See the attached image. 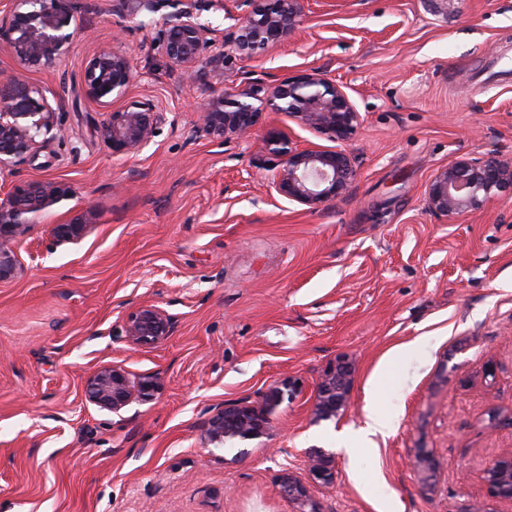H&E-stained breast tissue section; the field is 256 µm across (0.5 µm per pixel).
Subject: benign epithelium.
Returning a JSON list of instances; mask_svg holds the SVG:
<instances>
[{"label": "benign epithelium", "instance_id": "7a95c632", "mask_svg": "<svg viewBox=\"0 0 512 512\" xmlns=\"http://www.w3.org/2000/svg\"><path fill=\"white\" fill-rule=\"evenodd\" d=\"M246 7L231 32L200 20L209 9H224V0H112V15L119 18L120 34L130 33L123 25L126 14L161 13L151 27L153 40L165 51L170 71L179 82L209 88L224 75L231 53L252 59L282 44L295 33L303 19L304 0H238ZM85 0H5L0 8V45L21 71L54 66L69 51L78 35L73 20ZM134 79L130 57L122 51H102L86 65L83 95L107 108L125 97ZM67 95L65 86L47 97L23 75L0 72V169L15 167L37 158L49 140L64 137L59 114ZM269 112H281L301 125L345 142L356 132L361 115L343 87L321 72L287 76L273 83L252 81L235 93L208 98L196 109L197 119L188 131L222 146L260 127ZM161 113L149 100H137L121 109L106 112L97 133L114 156H131L148 146L159 132ZM264 143L281 169L274 180L276 191L311 209L344 194L355 177L353 160L338 149L302 148L278 127L266 129ZM512 192V163L494 156L462 158L438 171L426 189L428 210L441 217L476 210L491 197ZM70 186L62 181L27 180L0 194V282L17 277L20 265L14 240L41 217L55 213L70 199ZM97 214L85 210L57 222L53 238L59 245L80 241L97 224ZM173 318L159 306L144 302L130 310L123 322L125 340L133 346H151L174 332ZM352 378L350 367L340 361L320 378L313 412L331 419L348 408ZM158 388L157 378L148 375L129 379L118 366L102 367L86 380L88 400L119 411L132 400H144ZM267 409L254 404L233 403L217 411L207 422L206 444L222 447L233 440H250L265 433ZM311 479L329 486L335 481L332 456L321 448L307 454ZM490 496L512 500V454L492 459L484 469ZM282 487L296 505L295 512H320L306 485L287 474Z\"/></svg>", "mask_w": 512, "mask_h": 512}]
</instances>
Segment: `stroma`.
I'll list each match as a JSON object with an SVG mask.
<instances>
[{
  "label": "stroma",
  "mask_w": 512,
  "mask_h": 512,
  "mask_svg": "<svg viewBox=\"0 0 512 512\" xmlns=\"http://www.w3.org/2000/svg\"><path fill=\"white\" fill-rule=\"evenodd\" d=\"M296 34L234 58L219 92L319 71L344 87L361 125L343 142L349 191L316 209L273 187L263 129L216 146L162 125L138 154L112 156L83 72L115 47L102 0H87L57 67L64 143L0 172V187L63 181L72 213L98 222L57 245L58 215L17 239L21 273L0 283V512H294L280 477L309 480L307 452L334 454L320 512H512L490 497L486 464L512 452V195L448 217L426 187L463 157L512 161V0H305ZM149 97L196 118L206 94L179 83L149 31L127 38ZM150 301L175 320L135 347L124 315ZM349 363L347 410L317 419V383ZM155 375L152 399L112 412L85 395L103 366ZM293 381L263 437L206 455L205 422ZM388 436L359 439L368 410ZM427 454L431 469L410 467Z\"/></svg>",
  "instance_id": "1"
}]
</instances>
